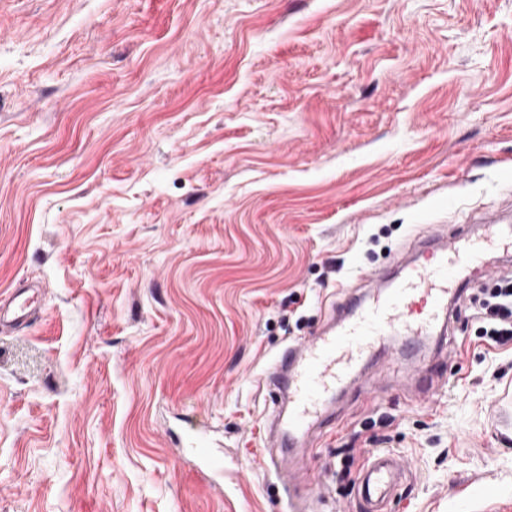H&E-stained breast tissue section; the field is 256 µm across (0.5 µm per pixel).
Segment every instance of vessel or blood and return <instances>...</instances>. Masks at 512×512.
I'll return each mask as SVG.
<instances>
[{
  "label": "vessel or blood",
  "instance_id": "b4317fda",
  "mask_svg": "<svg viewBox=\"0 0 512 512\" xmlns=\"http://www.w3.org/2000/svg\"><path fill=\"white\" fill-rule=\"evenodd\" d=\"M481 240H472L468 225L438 230L411 240L396 275L375 272L366 290L344 293L338 323L308 340L287 346L275 359L268 379L288 398L287 415L277 417L279 455L270 463L289 478L318 486L304 457L307 436L325 421V401L365 360L375 358L393 336L417 344L423 337L448 333L455 305L469 287L471 267L486 249L512 255V225L495 214L482 215ZM36 300L26 289L0 299V327L16 330L27 324ZM197 465L212 473L224 471L222 459L196 435L183 438ZM404 474L400 460L389 453L371 455L358 492L371 507L386 503Z\"/></svg>",
  "mask_w": 512,
  "mask_h": 512
}]
</instances>
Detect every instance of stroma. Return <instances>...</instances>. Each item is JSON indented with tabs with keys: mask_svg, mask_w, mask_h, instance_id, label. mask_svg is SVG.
<instances>
[{
	"mask_svg": "<svg viewBox=\"0 0 512 512\" xmlns=\"http://www.w3.org/2000/svg\"><path fill=\"white\" fill-rule=\"evenodd\" d=\"M512 224V0H0V512H288L264 375L429 228ZM329 405L309 512H512V344ZM223 476L180 456L185 423ZM34 296L25 288H15L7 297L0 299V327L16 330L27 324L35 309ZM404 474V467L393 454H372L362 472L358 485L359 495L371 507L370 512H378L386 503Z\"/></svg>",
	"mask_w": 512,
	"mask_h": 512,
	"instance_id": "35a3bbf8",
	"label": "stroma"
}]
</instances>
